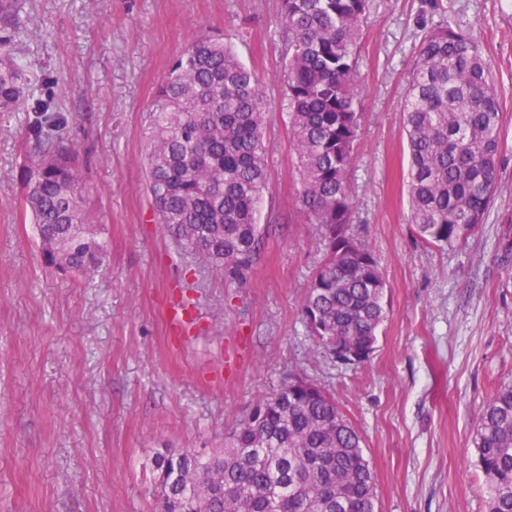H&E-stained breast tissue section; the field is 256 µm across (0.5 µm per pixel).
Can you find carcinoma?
<instances>
[{
	"label": "carcinoma",
	"instance_id": "1",
	"mask_svg": "<svg viewBox=\"0 0 512 512\" xmlns=\"http://www.w3.org/2000/svg\"><path fill=\"white\" fill-rule=\"evenodd\" d=\"M283 97L297 157L298 213L325 255L301 306L308 332L333 361L345 346L370 359L388 311L374 251L350 233L351 169L359 137L358 51L369 0H281ZM22 33L0 0V51ZM22 66L0 58V109L32 97ZM502 103L474 35L442 20L425 33L401 113L409 151L408 223L428 245L452 250L482 223L497 190ZM45 112L31 122L25 212L44 264L93 275L107 257L101 226L79 190L75 153L56 143ZM147 186L158 223L200 266L241 279L261 237L267 181L263 90L232 47L204 30L187 39L149 109ZM489 512H512V387L483 402L474 440ZM166 512H377L362 439L332 395L300 375L259 400L224 447L164 448L151 462Z\"/></svg>",
	"mask_w": 512,
	"mask_h": 512
}]
</instances>
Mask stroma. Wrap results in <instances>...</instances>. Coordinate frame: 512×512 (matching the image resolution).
<instances>
[{
  "instance_id": "1",
  "label": "stroma",
  "mask_w": 512,
  "mask_h": 512,
  "mask_svg": "<svg viewBox=\"0 0 512 512\" xmlns=\"http://www.w3.org/2000/svg\"><path fill=\"white\" fill-rule=\"evenodd\" d=\"M10 49L38 86L0 111V512H156L158 449L207 453L291 375L324 386L362 438L378 512H487L476 414L512 386V0H370L359 60L361 130L352 233L378 256L388 317L361 366L333 363L301 319L323 259L295 209L296 154L281 98L279 0H12ZM477 37L503 98L498 189L458 248L408 224L403 94L425 23ZM260 78L268 182L262 239L243 280L197 266L153 221L147 110L198 30ZM66 119L90 218L109 254L92 279L44 268L21 207L37 101ZM194 321L171 332L164 302Z\"/></svg>"
}]
</instances>
